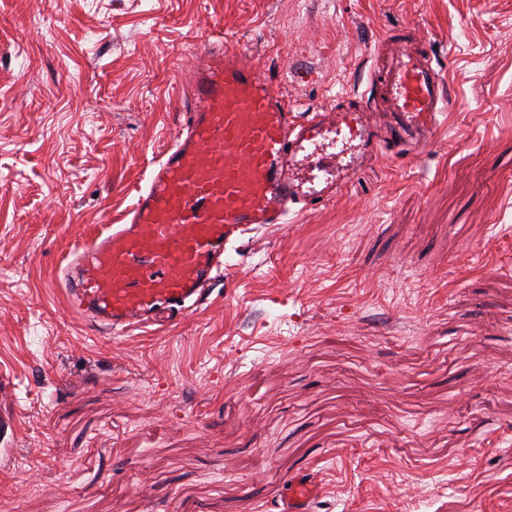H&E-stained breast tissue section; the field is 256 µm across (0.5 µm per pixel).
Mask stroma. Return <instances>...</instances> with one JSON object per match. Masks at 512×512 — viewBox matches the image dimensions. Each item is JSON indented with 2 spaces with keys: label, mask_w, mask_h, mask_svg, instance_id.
<instances>
[{
  "label": "stroma",
  "mask_w": 512,
  "mask_h": 512,
  "mask_svg": "<svg viewBox=\"0 0 512 512\" xmlns=\"http://www.w3.org/2000/svg\"><path fill=\"white\" fill-rule=\"evenodd\" d=\"M418 27L449 105L416 157L244 233L179 325L92 331L52 281L182 133L197 51L308 116ZM0 512H512V0H0ZM319 493L320 488L312 477L298 474L288 480L276 509L278 512H310Z\"/></svg>",
  "instance_id": "obj_1"
}]
</instances>
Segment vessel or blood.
I'll return each mask as SVG.
<instances>
[{"mask_svg": "<svg viewBox=\"0 0 512 512\" xmlns=\"http://www.w3.org/2000/svg\"><path fill=\"white\" fill-rule=\"evenodd\" d=\"M370 80L395 116L381 136L363 104L296 116L263 65L216 44L196 55L181 103L183 133L153 162L122 224L75 244L57 285L71 311L113 334L186 316L250 225L333 202L368 159L392 143L426 142L446 108L445 77L413 33L382 43ZM320 493L301 473L278 512H311Z\"/></svg>", "mask_w": 512, "mask_h": 512, "instance_id": "vessel-or-blood-1", "label": "vessel or blood"}]
</instances>
